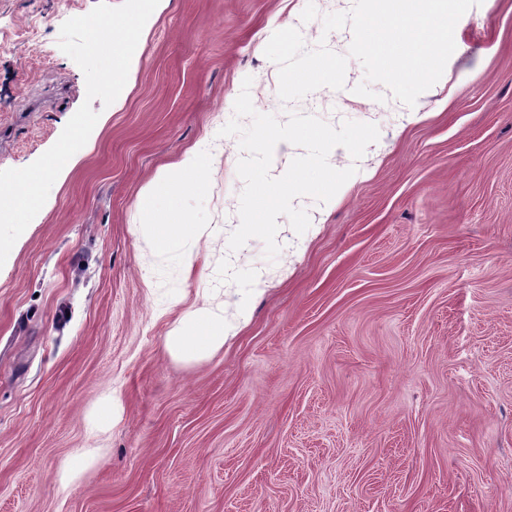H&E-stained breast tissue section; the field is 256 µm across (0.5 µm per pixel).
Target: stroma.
<instances>
[{
    "label": "stroma",
    "mask_w": 512,
    "mask_h": 512,
    "mask_svg": "<svg viewBox=\"0 0 512 512\" xmlns=\"http://www.w3.org/2000/svg\"><path fill=\"white\" fill-rule=\"evenodd\" d=\"M297 0H169L100 117L0 266V512H512V0H448L462 21L424 120L394 131L386 80L354 69L282 113L298 153L349 113L384 150L335 206L286 224L319 232L290 276L243 301L214 356L176 359L141 277L142 188L225 121L243 78L291 74L270 48ZM97 0H0V170L58 140L86 98L61 25ZM447 108H439L442 97ZM274 203L270 180L214 159L202 224L233 239L227 192ZM188 299L238 288L223 242ZM112 401L103 456L59 471Z\"/></svg>",
    "instance_id": "35a3bbf8"
}]
</instances>
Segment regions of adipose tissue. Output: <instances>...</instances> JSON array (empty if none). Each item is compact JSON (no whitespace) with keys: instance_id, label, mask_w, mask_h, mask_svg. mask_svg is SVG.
Returning <instances> with one entry per match:
<instances>
[{"instance_id":"ef3b65f1","label":"adipose tissue","mask_w":512,"mask_h":512,"mask_svg":"<svg viewBox=\"0 0 512 512\" xmlns=\"http://www.w3.org/2000/svg\"><path fill=\"white\" fill-rule=\"evenodd\" d=\"M355 9L348 34L330 50H300L295 41L275 46V53L299 54L300 69L294 78L281 81L263 75L248 76L232 104L233 123L224 132L239 143H251L255 131H272L261 154L268 169L277 173L276 204L265 209L264 217L275 233L285 230L280 218L291 210L294 200L308 189L298 177L300 170H324L336 153L353 156L366 149L368 141L355 132L337 135L328 129L316 153L292 154L294 136L278 127L274 111H288L302 99L309 85L325 83L344 86L349 65L361 62L367 72L381 76L406 65L416 71L418 81L441 78L442 60L448 54V0H351ZM417 81V82H418ZM265 85L266 96H257L255 86ZM214 135L201 138L175 165L162 169L141 191L140 217L136 226L148 252L143 282L150 294L164 296L169 307L185 301L176 279H188L200 248L201 230L194 215H181L170 223L169 200L178 195L196 204L206 199L204 174L216 157H223L227 169L249 164L250 157L238 150L220 154ZM245 312L232 294H225L222 307H213L208 292L197 293L183 318L165 338V348L174 357H203L221 350L228 337L236 335Z\"/></svg>"}]
</instances>
